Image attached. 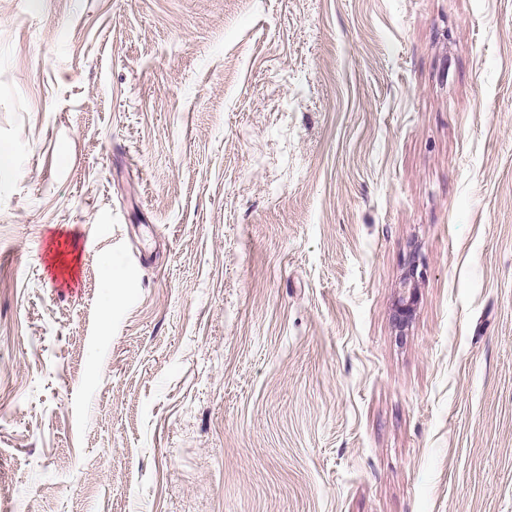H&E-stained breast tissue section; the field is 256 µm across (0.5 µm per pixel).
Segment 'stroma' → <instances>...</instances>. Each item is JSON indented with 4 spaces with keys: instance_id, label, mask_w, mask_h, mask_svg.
I'll use <instances>...</instances> for the list:
<instances>
[{
    "instance_id": "35a3bbf8",
    "label": "stroma",
    "mask_w": 512,
    "mask_h": 512,
    "mask_svg": "<svg viewBox=\"0 0 512 512\" xmlns=\"http://www.w3.org/2000/svg\"><path fill=\"white\" fill-rule=\"evenodd\" d=\"M0 148V512H512V0H0ZM401 288V296L395 310V319L399 325H404L412 315L415 302L416 289L413 271L405 275Z\"/></svg>"
}]
</instances>
